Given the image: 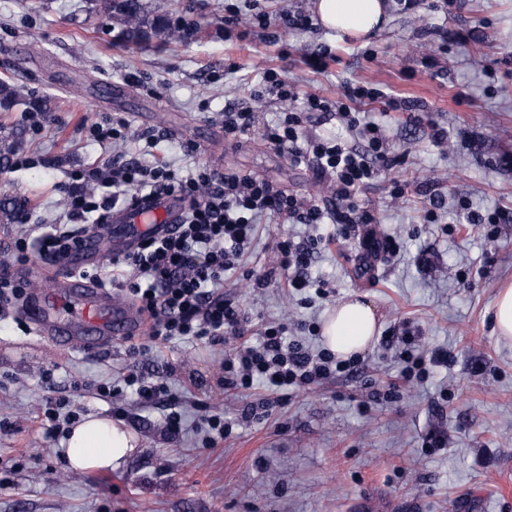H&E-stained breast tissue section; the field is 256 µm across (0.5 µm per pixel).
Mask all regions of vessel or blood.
I'll list each match as a JSON object with an SVG mask.
<instances>
[{"instance_id":"b4317fda","label":"vessel or blood","mask_w":512,"mask_h":512,"mask_svg":"<svg viewBox=\"0 0 512 512\" xmlns=\"http://www.w3.org/2000/svg\"><path fill=\"white\" fill-rule=\"evenodd\" d=\"M183 202L168 193L137 198L107 217L111 246H104L97 230L83 237L80 249L56 266L49 291L32 290L24 313L37 333L53 338L68 350L103 351L114 339L141 333L145 321L131 303L82 277V269L98 265L108 255L134 251L148 235L163 236L180 223Z\"/></svg>"}]
</instances>
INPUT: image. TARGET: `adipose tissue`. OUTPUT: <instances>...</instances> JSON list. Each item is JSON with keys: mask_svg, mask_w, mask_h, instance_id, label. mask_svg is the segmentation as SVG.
<instances>
[{"mask_svg": "<svg viewBox=\"0 0 512 512\" xmlns=\"http://www.w3.org/2000/svg\"><path fill=\"white\" fill-rule=\"evenodd\" d=\"M322 26L337 39H362L387 22L386 0H315ZM379 316L371 303L354 295L340 300L323 322L322 340L338 358L363 353L373 343ZM138 436L123 421L87 415L65 441L75 470L117 469L137 449Z\"/></svg>", "mask_w": 512, "mask_h": 512, "instance_id": "ef3b65f1", "label": "adipose tissue"}]
</instances>
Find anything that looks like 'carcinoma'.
I'll return each instance as SVG.
<instances>
[{"label": "carcinoma", "instance_id": "carcinoma-1", "mask_svg": "<svg viewBox=\"0 0 512 512\" xmlns=\"http://www.w3.org/2000/svg\"><path fill=\"white\" fill-rule=\"evenodd\" d=\"M91 12L120 27L119 37L138 45L154 34H164L174 40L181 38L169 18L151 10L145 0H89ZM18 89L13 83L0 80V109L9 110L18 102Z\"/></svg>", "mask_w": 512, "mask_h": 512}]
</instances>
